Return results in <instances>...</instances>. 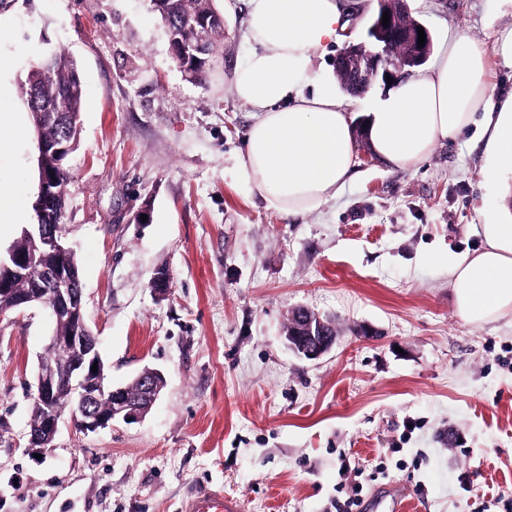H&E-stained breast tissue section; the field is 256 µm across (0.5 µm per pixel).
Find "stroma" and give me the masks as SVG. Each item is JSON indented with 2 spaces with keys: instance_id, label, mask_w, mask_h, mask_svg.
I'll list each match as a JSON object with an SVG mask.
<instances>
[{
  "instance_id": "stroma-1",
  "label": "stroma",
  "mask_w": 512,
  "mask_h": 512,
  "mask_svg": "<svg viewBox=\"0 0 512 512\" xmlns=\"http://www.w3.org/2000/svg\"><path fill=\"white\" fill-rule=\"evenodd\" d=\"M434 45L463 33L489 48L495 102L512 67L493 51L512 0H408ZM224 60L185 80L149 0H13L0 13V179L39 193L37 133L21 87L63 51L83 87L67 162L66 241L85 321L112 386L142 369L166 380L142 419L94 432L63 424L50 454L27 432L45 310L0 325V512H179L219 486L239 512H341L345 464L422 512H503L512 502V313L458 315L448 265L512 221V166L479 129L398 170L356 142L344 192L283 216L240 182L235 156L254 111L230 88L246 58L248 0H214ZM166 294L151 286L157 269ZM329 319L332 351L306 360L284 329L294 308ZM377 335L361 339V325ZM416 422L408 430L407 422ZM493 493L483 500L481 491Z\"/></svg>"
}]
</instances>
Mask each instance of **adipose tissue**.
<instances>
[{"instance_id":"1","label":"adipose tissue","mask_w":512,"mask_h":512,"mask_svg":"<svg viewBox=\"0 0 512 512\" xmlns=\"http://www.w3.org/2000/svg\"><path fill=\"white\" fill-rule=\"evenodd\" d=\"M347 26L340 0H249L245 63L231 77L254 121L236 157L237 177L284 215L317 210L336 199L357 167L349 105L332 85L313 88L315 56ZM487 49L459 35L433 66L386 94L367 93L374 152L396 169L416 166L433 147L482 124L489 152L512 144V99L496 105L484 79ZM485 245L448 268L457 310L483 325L512 312V225L487 224Z\"/></svg>"}]
</instances>
